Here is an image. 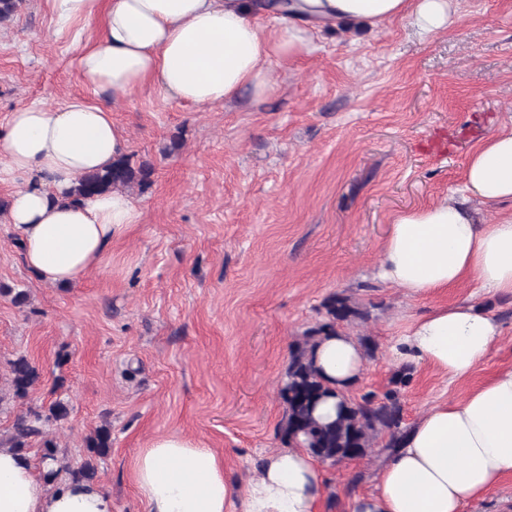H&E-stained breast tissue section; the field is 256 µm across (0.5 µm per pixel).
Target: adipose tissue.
Segmentation results:
<instances>
[{"instance_id": "obj_1", "label": "adipose tissue", "mask_w": 512, "mask_h": 512, "mask_svg": "<svg viewBox=\"0 0 512 512\" xmlns=\"http://www.w3.org/2000/svg\"><path fill=\"white\" fill-rule=\"evenodd\" d=\"M453 0H288L266 31L259 0H49L58 31L103 32L79 55L84 84L124 97L143 85L199 106L223 104L246 88L263 95L274 58L303 50L315 30L377 26L401 17L420 32L448 26ZM127 150L111 113L83 98L63 107L32 104L0 128V183L19 181L6 214L28 269L41 281L70 284L106 261L113 241L140 211L115 190L78 202V177ZM512 201V129L495 131L470 154L461 194L397 215L388 228L379 277L412 295L470 280L512 296V216L488 223L474 203ZM502 335L499 320L472 304L437 306L411 320L391 347L401 366L427 364L458 380L483 364ZM313 363L337 392L366 371L357 339L321 337ZM132 479L146 512H322L323 479L302 443L268 453L257 475L238 485L203 441L170 433L134 457ZM512 476V367L464 396L426 409L388 451L375 491L351 512H466ZM0 512H112L99 485L66 481L47 488L30 462L0 448Z\"/></svg>"}]
</instances>
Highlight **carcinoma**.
Returning a JSON list of instances; mask_svg holds the SVG:
<instances>
[{
  "label": "carcinoma",
  "instance_id": "carcinoma-1",
  "mask_svg": "<svg viewBox=\"0 0 512 512\" xmlns=\"http://www.w3.org/2000/svg\"><path fill=\"white\" fill-rule=\"evenodd\" d=\"M152 167L142 163L135 167L123 155L104 169L81 175L69 198L77 202L83 198L126 189L135 185L145 186ZM323 320L308 330L302 341L295 344L288 363L281 395L286 403V414L281 427L285 441L302 439L304 445L319 461L336 464L367 456L383 436H388L383 450L397 447L404 430L403 408L400 391L390 389L383 396L369 392L358 399L349 398L328 387L321 379L311 360V352L318 340L336 332L339 323L363 319L368 312L361 310L351 298L340 293L327 297L322 303ZM12 397L21 399L36 379V370L28 360L20 357L9 362ZM337 397L340 409L333 420L315 417L316 408L328 398ZM68 417V408L56 401L48 408V414L29 411L16 418L13 431L0 439V448H9L19 454L30 446L31 439L44 434V424L49 420L61 421ZM87 458L77 467L58 464L55 445L44 440L45 452L41 457L42 476L47 483L62 478L91 481L95 477L94 459L104 457L112 448L111 425L97 427L85 439Z\"/></svg>",
  "mask_w": 512,
  "mask_h": 512
}]
</instances>
